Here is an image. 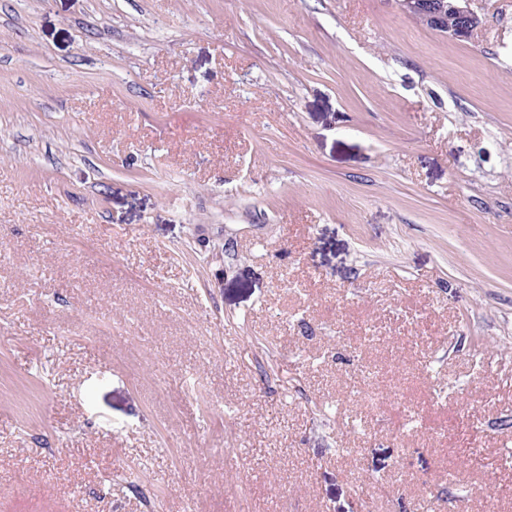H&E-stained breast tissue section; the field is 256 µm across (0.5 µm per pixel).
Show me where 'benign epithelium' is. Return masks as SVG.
Wrapping results in <instances>:
<instances>
[{
	"instance_id": "7a95c632",
	"label": "benign epithelium",
	"mask_w": 512,
	"mask_h": 512,
	"mask_svg": "<svg viewBox=\"0 0 512 512\" xmlns=\"http://www.w3.org/2000/svg\"><path fill=\"white\" fill-rule=\"evenodd\" d=\"M470 0H398L401 11L418 22L453 38H468L481 27Z\"/></svg>"
}]
</instances>
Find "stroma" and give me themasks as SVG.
<instances>
[{
    "label": "stroma",
    "instance_id": "35a3bbf8",
    "mask_svg": "<svg viewBox=\"0 0 512 512\" xmlns=\"http://www.w3.org/2000/svg\"><path fill=\"white\" fill-rule=\"evenodd\" d=\"M0 0V512H512V0ZM470 0H398L401 11L453 38H468L482 26Z\"/></svg>",
    "mask_w": 512,
    "mask_h": 512
}]
</instances>
